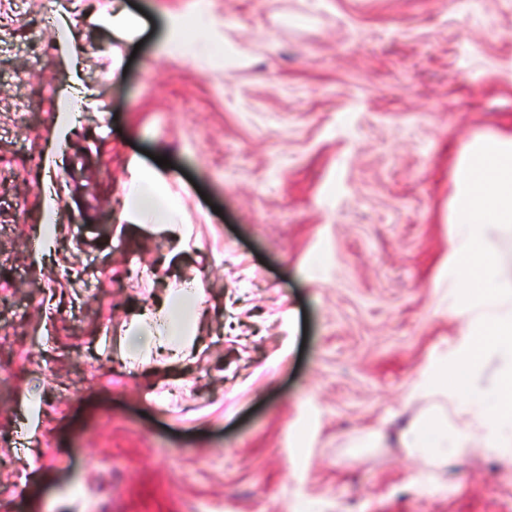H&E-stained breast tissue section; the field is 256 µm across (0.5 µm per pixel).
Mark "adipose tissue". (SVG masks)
I'll use <instances>...</instances> for the list:
<instances>
[{
  "mask_svg": "<svg viewBox=\"0 0 512 512\" xmlns=\"http://www.w3.org/2000/svg\"><path fill=\"white\" fill-rule=\"evenodd\" d=\"M165 181L163 171L133 170L130 189L135 198L126 206L123 220L171 226L177 214L159 191ZM201 297V289L182 288L156 310L142 314L128 330V347L164 353L174 360L188 358L195 349L191 325Z\"/></svg>",
  "mask_w": 512,
  "mask_h": 512,
  "instance_id": "obj_1",
  "label": "adipose tissue"
}]
</instances>
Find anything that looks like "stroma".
Returning a JSON list of instances; mask_svg holds the SVG:
<instances>
[{"instance_id": "obj_1", "label": "stroma", "mask_w": 512, "mask_h": 512, "mask_svg": "<svg viewBox=\"0 0 512 512\" xmlns=\"http://www.w3.org/2000/svg\"><path fill=\"white\" fill-rule=\"evenodd\" d=\"M0 26V512H98L145 474L185 512H512L472 440L441 474L401 443L460 339L459 162L512 134V0H0ZM159 156L180 240L121 218ZM190 281L195 354L131 358Z\"/></svg>"}]
</instances>
